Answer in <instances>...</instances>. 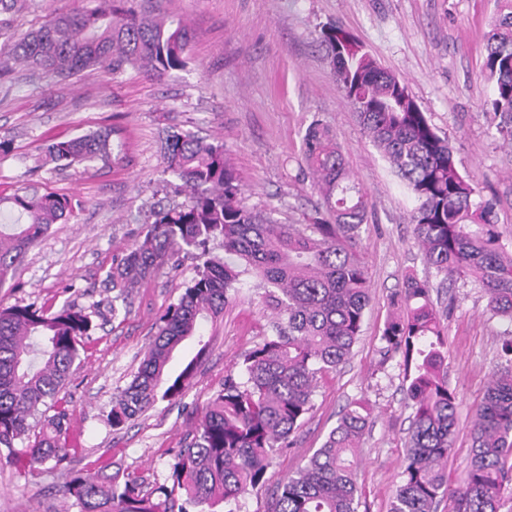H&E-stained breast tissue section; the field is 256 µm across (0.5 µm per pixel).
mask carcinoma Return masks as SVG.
<instances>
[{"instance_id": "obj_1", "label": "carcinoma", "mask_w": 512, "mask_h": 512, "mask_svg": "<svg viewBox=\"0 0 512 512\" xmlns=\"http://www.w3.org/2000/svg\"><path fill=\"white\" fill-rule=\"evenodd\" d=\"M490 25L483 68L494 81L487 112L501 137L512 143V0H499ZM89 10L52 16L39 28L20 30L0 20L9 59L61 78L87 68L115 74L126 64L152 74L186 65L190 29L174 19H145L128 0H94ZM336 82L370 142L414 195L411 223L427 264L448 281L457 274L486 291L495 316L512 325V251L498 230L495 203L480 196L457 168L454 150L430 123L408 86L382 70L357 38L339 26L321 30ZM305 161L330 219L279 224L269 213L241 204V188L224 145L190 133H171L166 168L188 192L186 203L153 209L140 239L112 267V287L124 293L151 279L175 256L195 257L196 277L159 318L152 345L129 385L113 396L110 420L119 428L159 400H179L194 384L209 342L200 332L214 320L245 279L257 281L273 311L272 335L248 350L239 373L208 402L191 439L171 467L172 485L144 492L139 477L107 475L99 482L74 475L64 492L79 512H222L262 483L269 460L293 445L292 435L312 410L317 375L349 357L371 302L367 266L355 239L366 222L369 200L346 166L330 127L314 123L304 135ZM110 131L55 141L48 161L69 168L107 160ZM23 224L0 228V285L53 224L71 213L68 198L22 187L8 199ZM218 241L219 257L209 250ZM432 285L413 274L395 293L404 313L385 323L381 340L399 355L404 392L414 410L401 484L390 512H433L449 493L455 512H499L512 494V368L496 376L475 411L471 453L462 486L451 490L443 463L453 447L457 393L448 384V343ZM93 330L91 315L70 304L59 308L0 305V449L23 471L60 463L69 426L59 394ZM196 339L199 349L179 373L164 371L175 349ZM56 413L33 420L41 405ZM366 405L347 407L336 427L296 476L279 489L268 512H357L355 450L369 429ZM33 434L26 459L14 441Z\"/></svg>"}]
</instances>
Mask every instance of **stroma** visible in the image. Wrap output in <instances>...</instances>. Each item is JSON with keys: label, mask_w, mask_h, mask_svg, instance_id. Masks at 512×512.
<instances>
[{"label": "stroma", "mask_w": 512, "mask_h": 512, "mask_svg": "<svg viewBox=\"0 0 512 512\" xmlns=\"http://www.w3.org/2000/svg\"><path fill=\"white\" fill-rule=\"evenodd\" d=\"M93 0H28L18 28L39 26L58 12ZM141 16L185 20L194 38L188 64L162 77L124 66L111 76L87 69L72 79L16 67L0 82V223L10 224L4 198L32 185L69 199L67 222L29 248L0 302L73 304L96 329L61 392L81 450L54 470L18 475L0 462V512H77L63 492L70 476L133 472L145 491L165 483L170 465L202 418L209 398L238 370L245 352L269 332V311L253 282L242 284L223 317L204 322L210 340L197 377L178 402L158 401L124 427L112 428V396L131 381L157 331L156 322L195 276L192 256L163 267L130 292L127 314L113 316L108 277L150 221L159 202L183 203L180 181L166 169L167 132H191L223 143L244 206L281 224L312 223L320 195L304 161L303 137L315 122L329 126L371 208L356 246L368 268L372 300L348 360L319 375L313 409L294 447L270 461L265 483L232 503L233 512H266L279 484L320 448L352 402L366 400L370 428L356 452L358 512H389L402 479L411 410L399 356L385 353L381 334L399 308L392 296L407 274L427 268L413 237L416 201L363 133L340 90L324 46L323 25L353 33L386 71L403 79L440 135L455 150L461 173L496 203L502 242L512 249V146L486 112L493 82L483 71L485 34L498 0H132ZM107 127L114 152L76 168L44 161L54 140ZM448 340V381L458 393L457 427L448 479L459 485L471 448V422L492 378L503 368L502 339L512 325L494 316L471 278L451 276L433 288Z\"/></svg>", "instance_id": "obj_1"}]
</instances>
